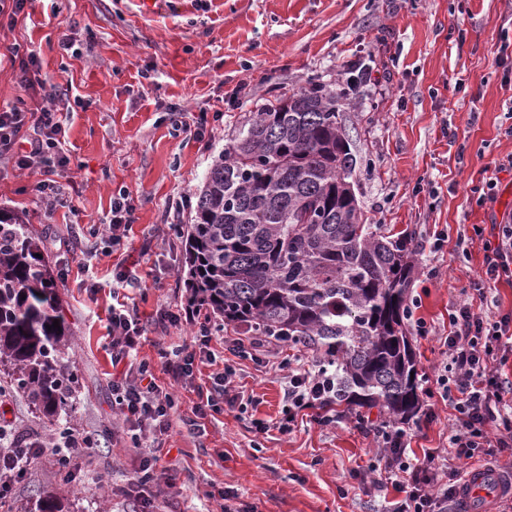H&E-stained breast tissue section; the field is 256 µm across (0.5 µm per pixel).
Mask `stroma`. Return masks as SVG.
Returning <instances> with one entry per match:
<instances>
[{"label":"stroma","instance_id":"35a3bbf8","mask_svg":"<svg viewBox=\"0 0 512 512\" xmlns=\"http://www.w3.org/2000/svg\"><path fill=\"white\" fill-rule=\"evenodd\" d=\"M507 36L512 0H158L149 13L136 0H29L17 16H0V105L22 99L37 107L50 86L64 94L77 212L46 216L25 190L28 176L12 170L0 173V207L22 212L54 272L68 274L58 288L73 334L68 425L106 437L119 418L106 346L112 298L104 289L89 299L80 286L86 272L104 285L113 270L128 272L121 293L147 329L137 357L153 365L159 383L169 381L162 353L194 343L200 322L211 329L209 354L178 386V410L160 443L162 461L177 469L161 512H219L215 495L223 490L235 493L239 512H389L401 500L386 472L361 480L374 460L372 438L352 423L322 427L306 417L291 434L275 429L284 372L235 356L233 339L249 330L191 306L179 229L194 209L186 207L174 225L165 211L172 199L193 197L261 106L321 78L338 96L364 219L390 237L410 236L416 248L408 295L420 298L416 314L430 333L411 326L406 333L420 381L430 380L456 302L512 313V279L474 288L493 225L512 224V171L499 173L494 199L481 197L485 167L512 155V60L501 50ZM64 39L71 48L63 53ZM15 49L37 54L41 83L21 82L10 62ZM344 60L374 67L357 93L337 71ZM174 103L188 108L190 120L208 117L205 140L172 124L166 107ZM121 191L136 208L125 249L85 261L89 228L109 220ZM438 238L442 249L431 252ZM168 308L180 310L181 326L159 325ZM224 363L236 369L232 391L241 409L194 418L211 373ZM0 387V421L34 437L58 429L4 367ZM454 418L441 401L433 414L418 412L409 448L446 454ZM258 421L269 424L267 433H255ZM139 464L125 438L75 462L70 478L50 457L35 459L14 486L10 510L29 512L52 493L64 512H135L130 480Z\"/></svg>","mask_w":512,"mask_h":512}]
</instances>
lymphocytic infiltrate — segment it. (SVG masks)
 Instances as JSON below:
<instances>
[{
  "instance_id": "lymphocytic-infiltrate-1",
  "label": "lymphocytic infiltrate",
  "mask_w": 512,
  "mask_h": 512,
  "mask_svg": "<svg viewBox=\"0 0 512 512\" xmlns=\"http://www.w3.org/2000/svg\"><path fill=\"white\" fill-rule=\"evenodd\" d=\"M56 91H49L39 110L17 102L0 109V167H10L31 175L29 192L47 214L73 208L72 197L63 195L58 180L70 169L71 158L64 151L67 127L54 106ZM109 337L113 364H124V371L113 375L112 389L122 416V428L129 432L133 447L144 449L140 473L133 486L141 492L145 512H155L156 497L148 482L158 478V456L147 452L148 444L158 443L171 428L176 406L171 386L159 385L148 361L133 362L134 351L145 339V329L135 308L120 301L109 310ZM444 340L448 355L433 369V389L429 397L453 404L457 417L448 437V457L453 464L447 479L439 477V462L432 452L409 455L408 433L394 425L372 430L376 451L390 476L403 492L393 512H462L460 490L466 474L461 461L490 455L492 447H512V381L497 371L512 356V315L495 316L474 312L470 304L454 306ZM336 397L332 373L321 363L299 365L288 373L284 394V414L276 429L292 433L297 417L313 411L314 421L335 426L339 417L327 411ZM99 439L77 428L66 427L48 439L32 438L0 425V508L8 505L12 487L25 466L54 450L59 467H66L71 455L94 457Z\"/></svg>"
}]
</instances>
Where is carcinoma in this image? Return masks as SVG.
I'll return each instance as SVG.
<instances>
[{"mask_svg":"<svg viewBox=\"0 0 512 512\" xmlns=\"http://www.w3.org/2000/svg\"><path fill=\"white\" fill-rule=\"evenodd\" d=\"M336 99L311 79L262 107L224 147L187 225V288L227 323L313 349L336 374V407L375 408L396 423L420 406L404 330L414 250L366 223L344 188L355 160ZM44 252L0 207V363L54 418L70 408L71 333Z\"/></svg>","mask_w":512,"mask_h":512,"instance_id":"obj_1","label":"carcinoma"}]
</instances>
